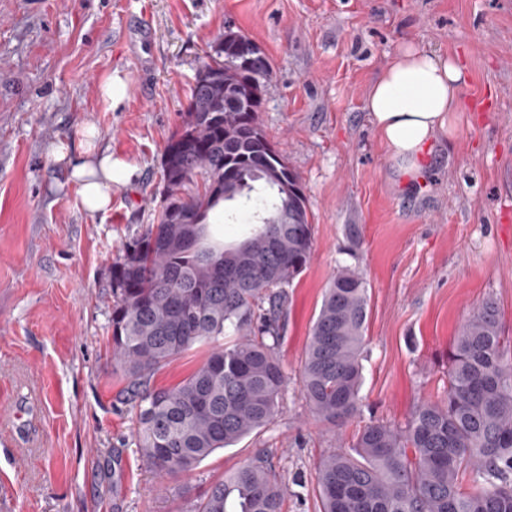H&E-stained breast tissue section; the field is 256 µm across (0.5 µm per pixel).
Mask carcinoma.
Returning a JSON list of instances; mask_svg holds the SVG:
<instances>
[{
  "label": "carcinoma",
  "instance_id": "carcinoma-1",
  "mask_svg": "<svg viewBox=\"0 0 512 512\" xmlns=\"http://www.w3.org/2000/svg\"><path fill=\"white\" fill-rule=\"evenodd\" d=\"M199 61L182 128L162 154L153 224L112 263V358L135 409L133 441L160 476L195 470L270 424L287 376L275 348L288 288L313 253L299 177L259 121L272 65L240 67L253 40L230 29ZM244 225L211 240L209 214ZM368 283L341 267L311 328L300 386L320 421L356 416ZM205 360L174 386L154 374L195 345ZM469 487L463 488L462 482ZM320 512H512V337L496 303L461 325L448 356V394L422 402L403 427L365 426L349 451L316 469ZM284 487L267 456L212 483L188 512H282Z\"/></svg>",
  "mask_w": 512,
  "mask_h": 512
}]
</instances>
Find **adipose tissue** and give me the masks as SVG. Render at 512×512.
<instances>
[{"mask_svg": "<svg viewBox=\"0 0 512 512\" xmlns=\"http://www.w3.org/2000/svg\"><path fill=\"white\" fill-rule=\"evenodd\" d=\"M466 80V70L457 59L411 46L402 47L383 70L367 98L366 110L402 173L414 171L422 148L450 130V115L461 108ZM49 155L68 170L89 211L110 205V150L84 141L75 146L57 141L50 145Z\"/></svg>", "mask_w": 512, "mask_h": 512, "instance_id": "1", "label": "adipose tissue"}]
</instances>
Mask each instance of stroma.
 Listing matches in <instances>:
<instances>
[{
  "mask_svg": "<svg viewBox=\"0 0 512 512\" xmlns=\"http://www.w3.org/2000/svg\"><path fill=\"white\" fill-rule=\"evenodd\" d=\"M228 28L272 63L259 120L300 179L314 253L276 349L280 413L161 478L136 451L112 360L111 267L153 221L164 147ZM407 44L457 57L467 81L451 134L405 179L366 101ZM89 126L122 162L99 213L48 154ZM340 265L364 274L369 314L360 410L333 426L299 374ZM488 299L512 336V0H0V512H188L261 450L288 486L284 512H318L319 460L443 399L459 327Z\"/></svg>",
  "mask_w": 512,
  "mask_h": 512,
  "instance_id": "35a3bbf8",
  "label": "stroma"
}]
</instances>
